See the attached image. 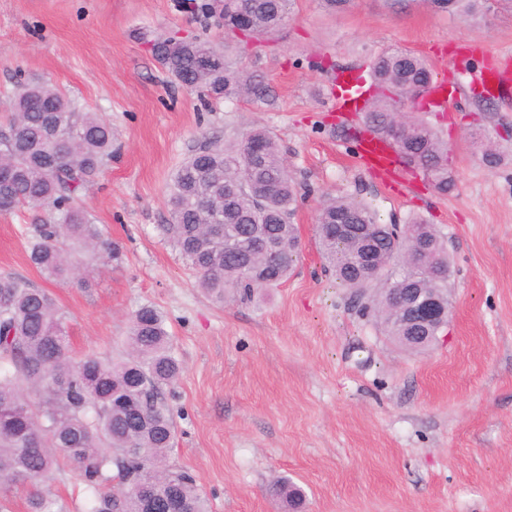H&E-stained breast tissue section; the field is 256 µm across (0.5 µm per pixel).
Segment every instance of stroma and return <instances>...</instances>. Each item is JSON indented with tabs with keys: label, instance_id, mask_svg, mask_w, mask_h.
<instances>
[{
	"label": "stroma",
	"instance_id": "1",
	"mask_svg": "<svg viewBox=\"0 0 512 512\" xmlns=\"http://www.w3.org/2000/svg\"><path fill=\"white\" fill-rule=\"evenodd\" d=\"M188 0H0V126L18 78L49 83L112 125V157L81 196L123 249L90 266V285L45 280L27 258L37 208L0 213V271L49 290L66 313L74 358L126 352L134 311L162 315L182 365L165 389L176 422L169 466L189 471L210 512H287L274 493L289 478L303 512H512V84L483 95L470 78L512 65V0H487L462 21L427 0H296L263 43L225 36ZM161 33L223 45L259 76L271 103H211L175 83L145 42ZM401 47L457 82V98L422 118L448 143L455 185L434 192L421 172L370 168L359 118L333 89L367 76ZM277 136L301 199V246L288 281L249 300L213 303L162 234L173 171L247 129ZM482 131L506 158L486 167ZM369 204L380 222L434 225L452 261L453 310L421 351L392 342L354 296L322 270L315 237L325 194ZM54 512H88L74 467L57 472Z\"/></svg>",
	"mask_w": 512,
	"mask_h": 512
}]
</instances>
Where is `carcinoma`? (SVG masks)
<instances>
[{
  "label": "carcinoma",
  "instance_id": "cac0c4a2",
  "mask_svg": "<svg viewBox=\"0 0 512 512\" xmlns=\"http://www.w3.org/2000/svg\"><path fill=\"white\" fill-rule=\"evenodd\" d=\"M452 15L474 18L485 0H428ZM293 0H224V30L232 35L239 16L248 15L245 36L278 28ZM153 57L173 79H188L209 100L250 96L268 101L261 81L221 60L223 51L208 41L151 40ZM213 58L207 70L202 58ZM377 93L365 100L369 130L390 138L405 163L422 169L435 190L453 186L448 143L421 121L406 133L393 130V113L402 112L418 91L433 82L428 62L400 48L377 54L370 63ZM112 156V125L86 112L73 99L45 84L18 81L11 112L0 129V212L39 206L50 218L31 227L28 258L49 281H88L71 256L82 251L106 262L121 261L120 247L93 223L78 200ZM299 204L296 185L276 137L263 128L242 133L224 148L193 153L172 174L170 219L161 225L198 283L217 302L224 290L248 298L288 280L299 254L293 217ZM354 224L349 252L336 246L335 225ZM403 236L425 244L407 252L396 230L378 221L366 203L347 195L326 196L320 205L316 237L322 258L339 285L359 290L369 281L373 306L387 300L386 289L408 282L448 299L451 265L438 231L412 219ZM375 239L369 268L352 264L365 238ZM65 313L47 290L10 272H0V480L28 489L27 512H53L45 488L60 463L80 471L91 498V512H147L152 496H166L182 512H209L193 475L164 464L176 426L162 388L180 375L181 365L162 315L153 307L131 318L127 356L103 360L70 355ZM381 324L397 344L411 350L423 343L401 315L390 312ZM278 492L290 508L301 491L283 480Z\"/></svg>",
  "mask_w": 512,
  "mask_h": 512
}]
</instances>
